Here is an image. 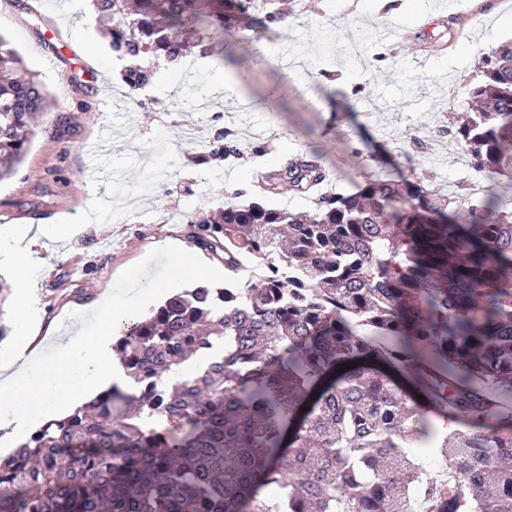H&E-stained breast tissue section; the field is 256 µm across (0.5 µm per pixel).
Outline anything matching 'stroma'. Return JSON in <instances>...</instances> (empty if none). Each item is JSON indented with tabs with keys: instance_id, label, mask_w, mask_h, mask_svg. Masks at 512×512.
<instances>
[{
	"instance_id": "obj_1",
	"label": "stroma",
	"mask_w": 512,
	"mask_h": 512,
	"mask_svg": "<svg viewBox=\"0 0 512 512\" xmlns=\"http://www.w3.org/2000/svg\"><path fill=\"white\" fill-rule=\"evenodd\" d=\"M283 0L287 26L234 28L224 51L186 72L158 69L151 104L126 94L113 54L78 0H11L0 33L40 74L57 106L39 121L11 179L0 182V226L74 224L31 265L42 329L72 337L102 316L103 295L150 308L137 280L167 281L174 251L191 252L188 216L261 201L309 212L319 195L349 193L385 171L437 194L483 196L486 180L448 129L491 47L512 40V0ZM285 45L305 63L265 57ZM427 57L419 71L413 59ZM330 78H323V71ZM189 99L193 109L180 111ZM192 126L207 144L230 129L239 156L217 167L182 140ZM317 156V192L257 197L256 173Z\"/></svg>"
}]
</instances>
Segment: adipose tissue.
<instances>
[{
  "mask_svg": "<svg viewBox=\"0 0 512 512\" xmlns=\"http://www.w3.org/2000/svg\"><path fill=\"white\" fill-rule=\"evenodd\" d=\"M69 224H12L0 228V256H10L17 288L13 337L0 349V431H27L82 405L98 391L126 381L112 356L113 329L135 316L125 303H107L98 326L83 336L58 341L52 356L29 365L18 363L40 331L37 298L30 281L29 256L44 238L75 234Z\"/></svg>",
  "mask_w": 512,
  "mask_h": 512,
  "instance_id": "obj_1",
  "label": "adipose tissue"
}]
</instances>
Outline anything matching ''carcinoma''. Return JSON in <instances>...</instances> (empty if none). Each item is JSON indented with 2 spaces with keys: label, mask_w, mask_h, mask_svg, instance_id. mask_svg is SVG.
I'll list each match as a JSON object with an SVG mask.
<instances>
[{
  "label": "carcinoma",
  "mask_w": 512,
  "mask_h": 512,
  "mask_svg": "<svg viewBox=\"0 0 512 512\" xmlns=\"http://www.w3.org/2000/svg\"><path fill=\"white\" fill-rule=\"evenodd\" d=\"M93 2L131 93L163 62L215 55L240 14L287 18L276 0ZM467 103L450 133L490 183L480 201L384 176L307 213L190 217L224 287L121 332L131 390L0 458V512H512V40L483 57ZM55 104L0 35V182ZM236 154L221 127L203 159ZM325 179L290 162L259 193ZM256 255L264 273L241 282Z\"/></svg>",
  "instance_id": "carcinoma-1"
}]
</instances>
